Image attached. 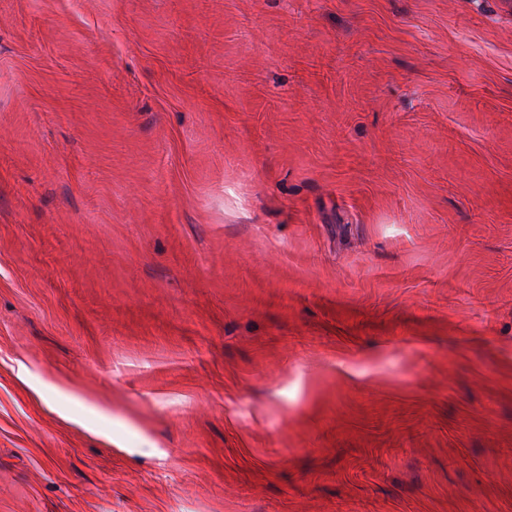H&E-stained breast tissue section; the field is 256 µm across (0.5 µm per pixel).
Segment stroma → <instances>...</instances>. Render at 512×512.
<instances>
[{
  "label": "stroma",
  "mask_w": 512,
  "mask_h": 512,
  "mask_svg": "<svg viewBox=\"0 0 512 512\" xmlns=\"http://www.w3.org/2000/svg\"><path fill=\"white\" fill-rule=\"evenodd\" d=\"M0 512H512V0H0Z\"/></svg>",
  "instance_id": "obj_1"
}]
</instances>
